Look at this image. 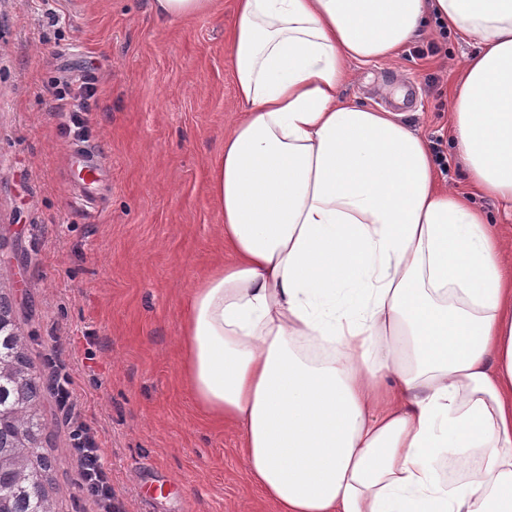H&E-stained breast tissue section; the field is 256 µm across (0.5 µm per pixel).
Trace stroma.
<instances>
[{
  "label": "stroma",
  "instance_id": "1",
  "mask_svg": "<svg viewBox=\"0 0 512 512\" xmlns=\"http://www.w3.org/2000/svg\"><path fill=\"white\" fill-rule=\"evenodd\" d=\"M234 0L183 20L152 0H0V271L37 373L65 367L122 512H275L240 433L208 421L180 380L190 290L224 254L208 173L242 106L227 35ZM473 41L425 34L391 61L350 63L345 98L402 113L471 188L450 99ZM88 92L87 111H57ZM99 155L83 182L73 149ZM39 408L59 512H96L53 390Z\"/></svg>",
  "mask_w": 512,
  "mask_h": 512
}]
</instances>
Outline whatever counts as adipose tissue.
I'll return each instance as SVG.
<instances>
[{
	"mask_svg": "<svg viewBox=\"0 0 512 512\" xmlns=\"http://www.w3.org/2000/svg\"><path fill=\"white\" fill-rule=\"evenodd\" d=\"M432 17L477 42L454 138L512 205V0H235L244 115L208 176L224 260L191 291L181 373L277 512H512L503 238L424 137L340 94L349 61Z\"/></svg>",
	"mask_w": 512,
	"mask_h": 512,
	"instance_id": "obj_1",
	"label": "adipose tissue"
}]
</instances>
